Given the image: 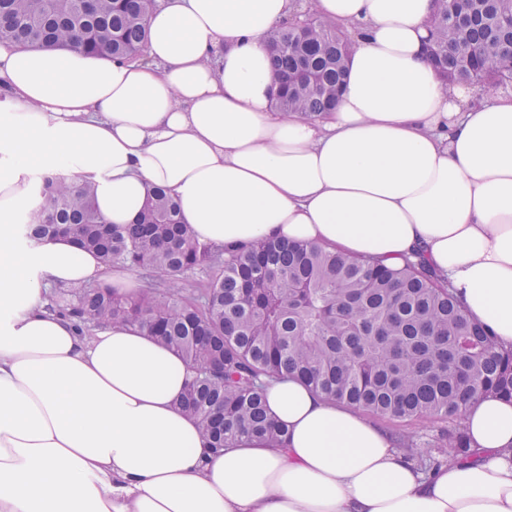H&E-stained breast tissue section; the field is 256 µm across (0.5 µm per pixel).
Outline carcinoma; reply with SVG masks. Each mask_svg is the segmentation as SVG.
Returning a JSON list of instances; mask_svg holds the SVG:
<instances>
[{
  "label": "carcinoma",
  "instance_id": "carcinoma-1",
  "mask_svg": "<svg viewBox=\"0 0 512 512\" xmlns=\"http://www.w3.org/2000/svg\"><path fill=\"white\" fill-rule=\"evenodd\" d=\"M155 0H0V42L74 47L112 59L146 51ZM432 61L446 80L512 84V0H441ZM275 100L306 117L330 111L346 78L347 32L320 18L270 34ZM24 238L69 237L144 279L133 297L105 283L54 292L47 310L86 332L135 325L175 349L192 379L181 398L205 437L280 443L261 378L295 375L322 394L387 421H449L448 442L404 435L400 448L424 472L472 458L461 425L468 402L512 400V348L468 318L452 289L413 264L371 265L306 242L259 241L231 251L196 239L163 189L135 222L108 224L93 190L41 178Z\"/></svg>",
  "mask_w": 512,
  "mask_h": 512
}]
</instances>
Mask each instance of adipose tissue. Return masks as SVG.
<instances>
[{"label":"adipose tissue","mask_w":512,"mask_h":512,"mask_svg":"<svg viewBox=\"0 0 512 512\" xmlns=\"http://www.w3.org/2000/svg\"><path fill=\"white\" fill-rule=\"evenodd\" d=\"M352 39L335 109L274 108L270 32L292 0H156L147 57L0 43V512H512V401L463 415L474 461L422 472L362 411L269 380L282 445L211 447L184 359L133 326L88 335L42 285L108 276L71 239L20 240L35 173L90 185L110 224L163 187L202 241L295 240L422 263L512 347V96L446 83L439 0H313Z\"/></svg>","instance_id":"ef3b65f1"}]
</instances>
